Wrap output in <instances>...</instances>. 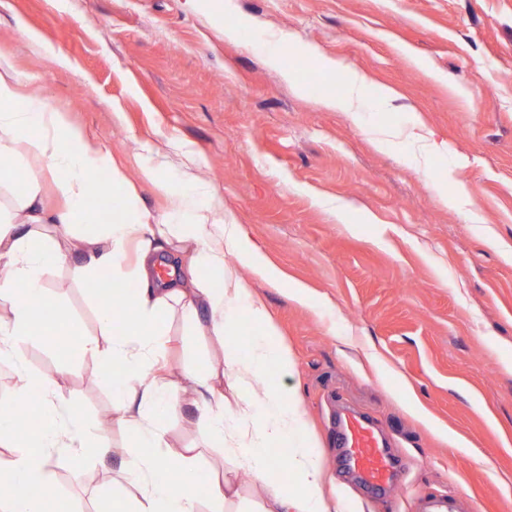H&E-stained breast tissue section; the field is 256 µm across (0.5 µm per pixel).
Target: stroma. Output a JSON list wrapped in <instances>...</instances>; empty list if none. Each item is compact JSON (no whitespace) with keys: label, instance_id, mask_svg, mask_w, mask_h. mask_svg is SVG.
Instances as JSON below:
<instances>
[{"label":"stroma","instance_id":"1","mask_svg":"<svg viewBox=\"0 0 512 512\" xmlns=\"http://www.w3.org/2000/svg\"><path fill=\"white\" fill-rule=\"evenodd\" d=\"M237 28L227 39L225 28ZM282 42L289 75L253 37ZM67 122L104 142L162 222L173 196L144 178L150 153L191 152L219 196L282 274H239L276 323L320 452V494L343 512H411L434 491L464 493L472 512H512V0H224V15L187 0H0V52ZM364 74L354 115L312 94L323 60ZM393 101L382 105L379 90ZM420 126L438 150L417 167L391 129ZM467 198H459L460 189ZM48 287L74 325L100 330L111 273ZM304 285L307 301L290 295ZM174 369L219 359L210 336L164 312ZM54 402L91 423L112 410L102 359L59 358L20 344ZM370 417L400 473L375 492L336 442V413ZM76 512L135 496L117 463L59 454L52 473Z\"/></svg>","mask_w":512,"mask_h":512}]
</instances>
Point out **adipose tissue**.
I'll use <instances>...</instances> for the list:
<instances>
[{
    "label": "adipose tissue",
    "mask_w": 512,
    "mask_h": 512,
    "mask_svg": "<svg viewBox=\"0 0 512 512\" xmlns=\"http://www.w3.org/2000/svg\"><path fill=\"white\" fill-rule=\"evenodd\" d=\"M0 159L26 172L23 190L10 205L0 204V361L18 366V398L30 387L41 397L35 417L24 425L0 427V512H48L38 489L50 481L55 454L81 456L96 448L103 457L120 459L119 475L137 487L139 498H116L112 512H199L195 480L202 449L227 445L234 466L260 474L272 466L269 449L291 450L294 479L265 482L255 512H335L319 496L323 469L312 450L306 414L296 391L269 381L270 369L287 371L292 358L279 342V331L264 307L253 299L236 271L249 267L268 282L278 271L248 240L240 225L217 219L219 200L191 170L170 179L174 197L169 220L151 225L139 211L124 173L108 149L67 123L40 95L24 90V81L6 54L0 53ZM108 185H101L102 173ZM50 179L63 205L48 210L42 179ZM110 200L113 216L103 219L92 196ZM89 227L80 250L64 247L74 227ZM58 264L69 265L81 281L111 272L118 281H134V290L116 289L102 305L103 328L112 345L76 334L61 346L64 355L102 356L118 372L106 375L112 386L115 420L131 436V452L113 447L105 433L87 425L81 409H58L52 402L53 380L21 368L17 347L33 339L63 335L71 327L68 306L46 286ZM175 310L197 323L201 334L219 339L223 366L170 370L159 357L166 338L159 315ZM208 320H201L200 311ZM249 318L259 332L239 345L237 327ZM237 395L235 427L224 432V415L214 404L225 390ZM194 407L206 431L197 445L174 449L165 439L167 414L179 404ZM176 461L179 474L161 479L159 466Z\"/></svg>",
    "instance_id": "ef3b65f1"
}]
</instances>
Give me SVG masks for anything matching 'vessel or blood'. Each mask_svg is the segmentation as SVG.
<instances>
[{
  "instance_id": "obj_1",
  "label": "vessel or blood",
  "mask_w": 512,
  "mask_h": 512,
  "mask_svg": "<svg viewBox=\"0 0 512 512\" xmlns=\"http://www.w3.org/2000/svg\"><path fill=\"white\" fill-rule=\"evenodd\" d=\"M339 445L346 451L350 469L359 480L375 488L389 484L394 463L383 438L366 415L346 410L336 416ZM414 512H470L463 495L422 497Z\"/></svg>"
}]
</instances>
